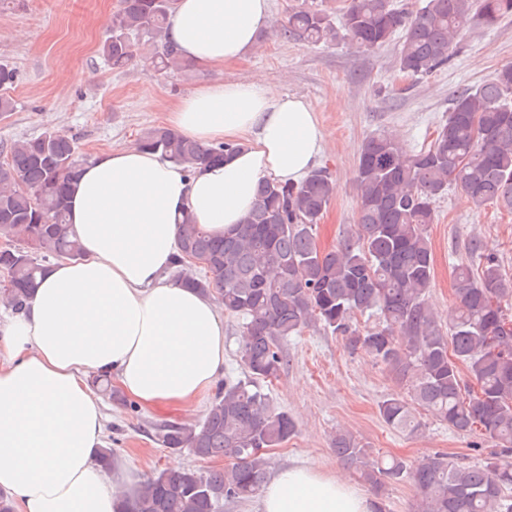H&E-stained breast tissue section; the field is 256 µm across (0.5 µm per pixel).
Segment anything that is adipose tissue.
<instances>
[{
	"mask_svg": "<svg viewBox=\"0 0 512 512\" xmlns=\"http://www.w3.org/2000/svg\"><path fill=\"white\" fill-rule=\"evenodd\" d=\"M269 17V0H177L169 34L186 61L216 67L243 58ZM166 121L201 143L254 141L194 174L132 146L82 163L68 210L82 257L49 265L24 310L0 319V490L18 512H121L137 481L96 461L106 418L91 378L107 376L144 409L190 412L224 375L218 305L165 276L178 217L190 211L223 236L254 207L262 181L299 183L333 136L309 103L257 82L198 86ZM259 510L375 507L309 464L278 470Z\"/></svg>",
	"mask_w": 512,
	"mask_h": 512,
	"instance_id": "obj_1",
	"label": "adipose tissue"
}]
</instances>
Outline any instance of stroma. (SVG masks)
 <instances>
[{"label":"stroma","instance_id":"stroma-1","mask_svg":"<svg viewBox=\"0 0 512 512\" xmlns=\"http://www.w3.org/2000/svg\"><path fill=\"white\" fill-rule=\"evenodd\" d=\"M269 2L270 22L258 33L254 50L222 70L204 73L192 66L159 72L139 60L112 68L101 46L120 0H0V63L16 72L6 89L15 109L0 116V145L58 130L75 141L86 161L114 145H136L147 129L164 125L166 112L203 79L259 82L306 100L319 124L333 133L317 159L338 185L316 228L317 245L329 249L355 231L357 160L365 140L384 132L409 149L427 145L446 120L457 90L479 85L512 65V16L492 29L470 26L445 67L412 78L398 69L394 41L362 51L341 41L306 46L280 38L278 27L293 8L303 4L338 17L345 0ZM147 95L155 102L149 110L141 106ZM436 210L435 223L426 228L434 259L428 301L445 329L456 307L455 265L479 263L478 255L468 250L471 242L494 253L502 274L512 278V214L493 205L475 207L453 186ZM285 348L287 369L263 390L295 420L297 433L282 447L269 449L270 470L311 463L367 493L370 485L333 450L337 432L350 433L371 455L398 456L410 463L443 451L461 464L478 466L494 446L483 429L455 432L425 413L415 435L390 428L379 406L405 395V386L381 363L349 351L342 337L310 326L290 337ZM103 401L109 416L106 433L118 440L113 462L140 479L176 466L203 471L224 467V460L202 459L160 443L163 425L199 422L207 403L187 415L177 409L134 413L114 397Z\"/></svg>","mask_w":512,"mask_h":512}]
</instances>
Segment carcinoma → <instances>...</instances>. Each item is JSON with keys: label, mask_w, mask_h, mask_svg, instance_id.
Segmentation results:
<instances>
[{"label": "carcinoma", "mask_w": 512, "mask_h": 512, "mask_svg": "<svg viewBox=\"0 0 512 512\" xmlns=\"http://www.w3.org/2000/svg\"><path fill=\"white\" fill-rule=\"evenodd\" d=\"M176 0H121L103 54L119 69L136 58L159 71L188 64L168 38ZM512 14V0H424L416 11L392 0H349L341 24L321 9H292L280 37L306 45L346 40L373 49L400 35L397 64L407 76L430 75L448 63L456 40L472 25L495 26ZM138 146L162 152L194 171L217 165L240 149L237 142L203 145L157 126ZM0 165V232L16 245L0 249L7 273L5 301L20 311L52 259L83 256L67 224L68 203L80 162L71 138L46 131L6 147ZM457 185L470 202L512 213V66L454 96L448 119L427 146L408 150L386 134L364 143L357 164L358 219L353 234L322 250L317 225L338 185L328 168L298 184L266 180L255 206L224 237L208 234L188 212L181 217L173 273L224 312L240 316L239 360L246 379L226 382L199 423L169 424L164 447L203 459L229 460L221 470H161L133 494L131 512H221L226 500H249L266 483V450L287 443L296 425L274 408L261 384L288 366L283 343L318 325L383 363L408 396L391 397L379 413L392 429L414 434L423 408L440 424L469 432L480 426L512 453V281L497 257L484 256L480 272L454 268L457 313L448 333L436 322L427 294L434 268L423 227L435 204ZM199 272L187 271L191 260ZM377 313L379 325L360 330L356 315ZM466 367L478 390L462 392ZM336 455L354 467L380 496L407 479L419 493L418 512H512V464L497 454L482 466H463L436 452L415 466L405 459H373L348 433L333 441Z\"/></svg>", "instance_id": "cac0c4a2"}]
</instances>
